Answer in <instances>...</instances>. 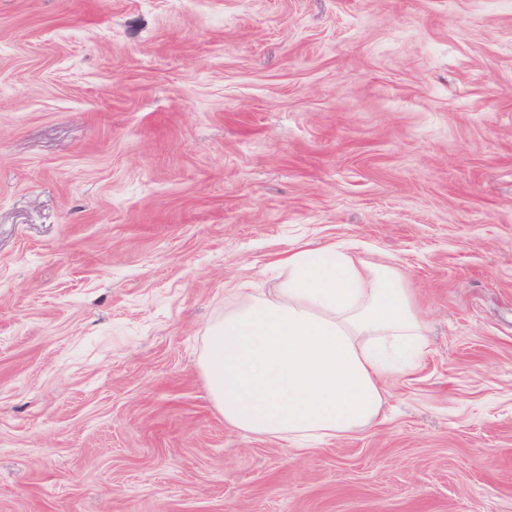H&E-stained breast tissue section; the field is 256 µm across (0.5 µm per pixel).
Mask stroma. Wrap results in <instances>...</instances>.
<instances>
[{"label": "stroma", "mask_w": 512, "mask_h": 512, "mask_svg": "<svg viewBox=\"0 0 512 512\" xmlns=\"http://www.w3.org/2000/svg\"><path fill=\"white\" fill-rule=\"evenodd\" d=\"M334 242L428 347L300 453L199 359ZM0 512H512V0H0Z\"/></svg>", "instance_id": "stroma-1"}]
</instances>
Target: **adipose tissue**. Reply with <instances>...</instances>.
Returning <instances> with one entry per match:
<instances>
[{
  "instance_id": "adipose-tissue-1",
  "label": "adipose tissue",
  "mask_w": 512,
  "mask_h": 512,
  "mask_svg": "<svg viewBox=\"0 0 512 512\" xmlns=\"http://www.w3.org/2000/svg\"><path fill=\"white\" fill-rule=\"evenodd\" d=\"M274 294L225 310L200 360L214 407L234 429L296 442L378 423L388 379L411 374L426 322L404 275L336 245L274 260Z\"/></svg>"
}]
</instances>
